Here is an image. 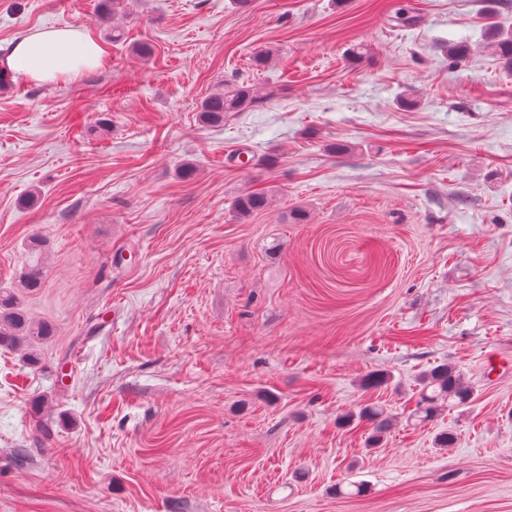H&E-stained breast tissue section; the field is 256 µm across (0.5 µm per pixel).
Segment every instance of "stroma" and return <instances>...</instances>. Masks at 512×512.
Returning a JSON list of instances; mask_svg holds the SVG:
<instances>
[{
	"instance_id": "stroma-1",
	"label": "stroma",
	"mask_w": 512,
	"mask_h": 512,
	"mask_svg": "<svg viewBox=\"0 0 512 512\" xmlns=\"http://www.w3.org/2000/svg\"><path fill=\"white\" fill-rule=\"evenodd\" d=\"M490 14L512 28L505 0H127L118 45L99 0H0V50L76 27L108 55L0 82V287L41 240L22 301L53 328L35 362L0 348V512H512V66ZM235 81L263 99L203 124ZM255 190L271 206L238 220ZM442 363L475 400L411 419ZM368 404L395 419L374 445L340 421ZM490 47L496 56L512 65V30L504 31L497 27L493 28Z\"/></svg>"
}]
</instances>
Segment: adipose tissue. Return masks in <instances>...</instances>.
I'll list each match as a JSON object with an SVG mask.
<instances>
[{"instance_id":"adipose-tissue-1","label":"adipose tissue","mask_w":512,"mask_h":512,"mask_svg":"<svg viewBox=\"0 0 512 512\" xmlns=\"http://www.w3.org/2000/svg\"><path fill=\"white\" fill-rule=\"evenodd\" d=\"M103 46L73 28L38 30L17 42L6 59L9 70L38 83H54L104 67Z\"/></svg>"}]
</instances>
